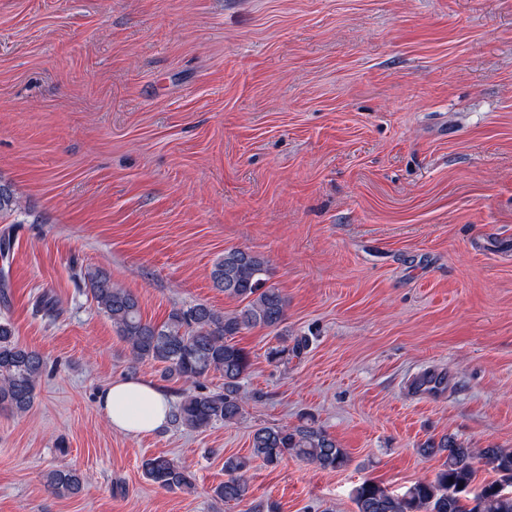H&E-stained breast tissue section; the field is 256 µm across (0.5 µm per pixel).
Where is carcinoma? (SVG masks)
<instances>
[{"label":"carcinoma","instance_id":"carcinoma-1","mask_svg":"<svg viewBox=\"0 0 512 512\" xmlns=\"http://www.w3.org/2000/svg\"><path fill=\"white\" fill-rule=\"evenodd\" d=\"M265 260L242 248L224 251L212 266L210 278L227 297L244 302L235 312L225 313L206 304L174 309L158 325L143 320L138 298L112 285L103 271L84 274L97 308L112 321L126 343L132 365L145 362L162 367L161 376L182 382L186 389L172 412L171 424L194 431L217 423H233L243 413L247 397L241 382L250 369V357L235 337L245 329H277L286 316L288 301L276 288L266 286ZM34 312L51 322L58 317L52 299L35 300ZM46 369L43 356L19 344L12 323L0 319V409L24 414L34 405L37 388ZM218 372L223 383L216 390L200 380ZM250 454L224 458L226 479L213 489L226 506L248 505L247 512H278L274 503L250 501L247 473L255 461L267 467L279 465L287 455L301 458L323 470H341L350 462L346 449L326 431L304 422L294 427L262 426L252 433ZM419 451L440 457L431 479H420L395 494L381 484L365 479L352 490L356 512H512V449L467 447L453 436L428 439ZM495 479L472 491L479 467ZM144 475L167 491H190L195 475L166 456L142 463ZM44 484L60 497L79 494L85 478L76 469L58 468L43 475Z\"/></svg>","mask_w":512,"mask_h":512}]
</instances>
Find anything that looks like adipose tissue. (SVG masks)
<instances>
[{"label":"adipose tissue","instance_id":"adipose-tissue-1","mask_svg":"<svg viewBox=\"0 0 512 512\" xmlns=\"http://www.w3.org/2000/svg\"><path fill=\"white\" fill-rule=\"evenodd\" d=\"M113 430L140 436L165 426L173 411V398L163 387L141 378L113 382L98 394Z\"/></svg>","mask_w":512,"mask_h":512}]
</instances>
